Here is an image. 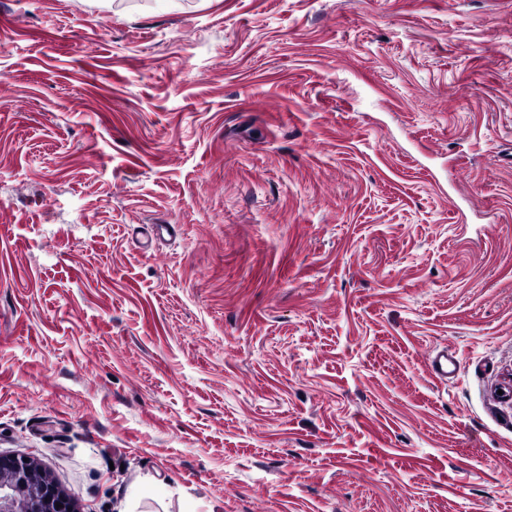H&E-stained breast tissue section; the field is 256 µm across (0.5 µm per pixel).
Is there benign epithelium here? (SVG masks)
<instances>
[{"label": "benign epithelium", "instance_id": "1", "mask_svg": "<svg viewBox=\"0 0 512 512\" xmlns=\"http://www.w3.org/2000/svg\"><path fill=\"white\" fill-rule=\"evenodd\" d=\"M33 476V464L16 456L0 455V512H71V504L51 481H41L39 494L20 499L17 492ZM61 507H56V503Z\"/></svg>", "mask_w": 512, "mask_h": 512}]
</instances>
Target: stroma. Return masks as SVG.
<instances>
[{
	"label": "stroma",
	"instance_id": "35a3bbf8",
	"mask_svg": "<svg viewBox=\"0 0 512 512\" xmlns=\"http://www.w3.org/2000/svg\"><path fill=\"white\" fill-rule=\"evenodd\" d=\"M0 454L512 512V0H0Z\"/></svg>",
	"mask_w": 512,
	"mask_h": 512
}]
</instances>
